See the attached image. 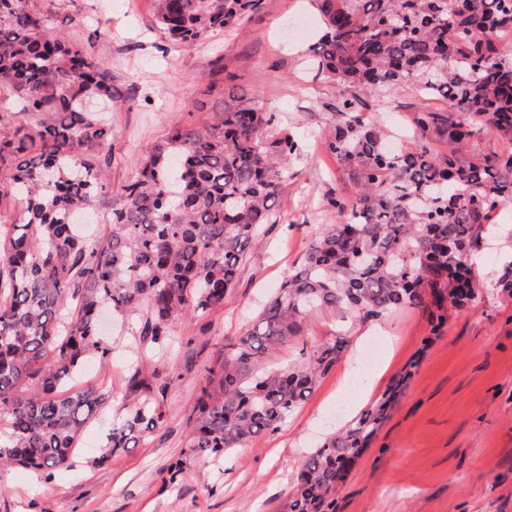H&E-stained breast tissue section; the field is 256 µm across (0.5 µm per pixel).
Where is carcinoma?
<instances>
[{"label":"carcinoma","mask_w":512,"mask_h":512,"mask_svg":"<svg viewBox=\"0 0 512 512\" xmlns=\"http://www.w3.org/2000/svg\"><path fill=\"white\" fill-rule=\"evenodd\" d=\"M153 25L192 48L217 30H234L260 0H153ZM322 36L309 46L318 73L351 89L336 106L325 148L355 185L352 199L330 197L344 221L326 225L301 264L260 307L253 328L220 359L196 400L192 452L218 460L273 432L348 345L344 332L302 366L254 370L251 364L297 335L318 307L365 320L418 309L437 330L448 309L478 300L471 257L512 229L487 227L512 203V149L463 160L484 134L512 142V0H311ZM210 124L171 130L135 162L112 194L106 150L111 127L92 110L112 100L108 67L67 41L31 0H0V87L35 127L0 138V169L21 195L20 223L0 227V463L51 475L67 466L85 425L110 393L68 386L73 374L112 348L96 329L108 306L136 319L142 341L162 345L188 314L224 306L240 262L271 223L275 197L297 150L272 134L274 115L238 91ZM409 84L448 110L424 109L415 144L390 153L387 131L364 92ZM438 141L446 151L432 148ZM78 213L105 215L106 235L88 241ZM409 377L382 400L324 438L298 465L290 512H334L347 478ZM170 384L149 367L134 370L128 413L112 424L103 461L164 420Z\"/></svg>","instance_id":"obj_1"}]
</instances>
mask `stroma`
Returning <instances> with one entry per match:
<instances>
[{
    "label": "stroma",
    "instance_id": "obj_1",
    "mask_svg": "<svg viewBox=\"0 0 512 512\" xmlns=\"http://www.w3.org/2000/svg\"><path fill=\"white\" fill-rule=\"evenodd\" d=\"M55 20L72 17V43L87 47L112 75V190L134 174L137 157L189 123L213 120L227 73L275 116L274 132L293 134L298 150L274 205L272 221L239 266L223 307L174 324L169 347L139 346L118 325L111 361L78 377L80 386L110 392L83 429L72 466L45 476L0 465V512H289L293 474L307 453L344 422L377 403L392 380L411 369L398 401L336 493V512H512V295L491 280L512 251L503 244L477 259L481 298L448 316L431 334L424 314L400 309L364 321L332 308L314 309L300 333L260 364L284 370L348 331L349 343L313 394L278 431L226 451L214 461L193 456L199 389L216 368L224 345L252 327L260 304L300 263L310 242L335 219L329 196L352 188L322 137L342 88L318 76L309 45L288 21L308 12V0H262L242 30L219 31L186 49L151 28L152 0H39ZM423 101L408 85L391 89L375 106L389 132L411 147L413 120ZM379 342L371 395L339 393L344 373L359 368L370 342ZM158 368L172 383L163 400L165 420L135 447L98 463L112 422L122 418L134 363ZM186 462L181 478L163 486L173 460Z\"/></svg>",
    "mask_w": 512,
    "mask_h": 512
}]
</instances>
